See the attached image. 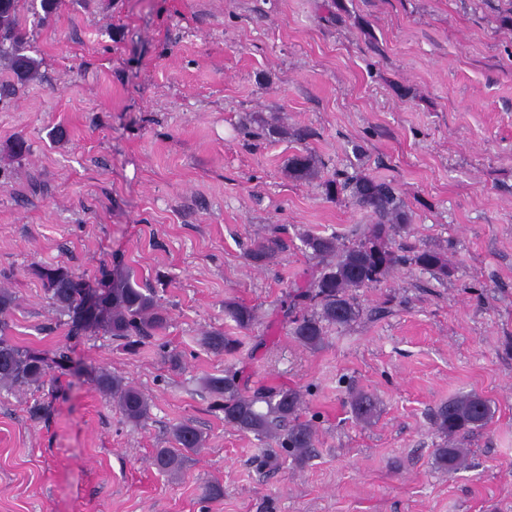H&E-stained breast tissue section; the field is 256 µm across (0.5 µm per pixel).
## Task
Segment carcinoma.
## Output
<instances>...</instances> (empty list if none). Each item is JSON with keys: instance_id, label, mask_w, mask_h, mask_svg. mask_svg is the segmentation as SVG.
Returning a JSON list of instances; mask_svg holds the SVG:
<instances>
[{"instance_id": "obj_1", "label": "carcinoma", "mask_w": 512, "mask_h": 512, "mask_svg": "<svg viewBox=\"0 0 512 512\" xmlns=\"http://www.w3.org/2000/svg\"><path fill=\"white\" fill-rule=\"evenodd\" d=\"M22 0H0V61L11 73V79L0 82V102L16 98L27 84L36 78L38 64L29 55L30 33L20 21ZM64 0H40L35 13L37 24L44 25L59 11ZM321 160L307 150L288 158V176L298 181L319 177ZM331 199L343 197L369 213L370 224L343 241L334 234L307 233L302 244L315 261V270L304 285L292 286L287 294L289 332L302 345L321 347L331 327H345L357 321L363 309L357 291L380 284L394 269L411 264L438 282L448 279L446 252L432 247L405 248L399 238L409 233L413 211L391 184L366 173L335 172L324 182ZM279 249L278 240L269 237L251 250L249 258L256 266L270 263ZM35 275L41 281L47 299L60 315L68 317L70 330H80L78 309L84 298L100 294L107 311L104 323L92 327L124 346L133 349L153 339L164 330L167 316L156 295L140 287L131 269L115 265L104 266L91 277L67 264L40 266ZM16 298L8 288H0V327L15 307ZM224 315L242 330L254 327L253 308L234 300L224 302ZM202 345L214 353H234L241 341L220 330L207 333ZM70 362L65 349L50 352L36 347L19 346L0 336V384L23 390L39 388L52 370L63 371ZM97 391L120 409L125 418L135 424L144 423L150 414L148 397L127 384L123 378L106 369H91ZM208 390L222 399L218 407L224 412V424L257 439L273 440L280 448H289L295 459L307 458L315 447L316 435L312 424L301 418L303 399L293 388L242 393L238 372L205 379ZM355 417L370 419L376 404L364 392L350 396ZM491 402L475 393L456 395L438 407L433 427L442 439L435 449L437 468L455 472L466 465L465 441L484 429L492 420ZM202 433L190 424H180L172 431V447L158 449L151 460L157 469L176 471L192 454L203 448Z\"/></svg>"}]
</instances>
